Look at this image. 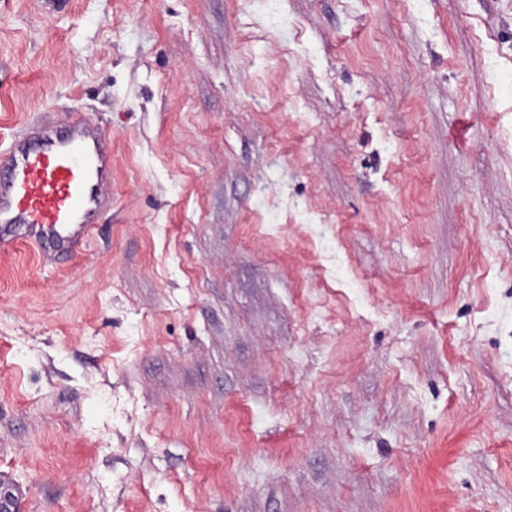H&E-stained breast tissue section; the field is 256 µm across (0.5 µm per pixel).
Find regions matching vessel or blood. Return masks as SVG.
<instances>
[{
	"label": "vessel or blood",
	"mask_w": 512,
	"mask_h": 512,
	"mask_svg": "<svg viewBox=\"0 0 512 512\" xmlns=\"http://www.w3.org/2000/svg\"><path fill=\"white\" fill-rule=\"evenodd\" d=\"M111 179L112 153L82 116L16 137L0 161V251L25 240L53 258L76 252L112 202Z\"/></svg>",
	"instance_id": "vessel-or-blood-1"
}]
</instances>
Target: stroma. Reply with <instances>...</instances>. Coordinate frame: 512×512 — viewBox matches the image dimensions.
<instances>
[{
	"label": "stroma",
	"instance_id": "stroma-1",
	"mask_svg": "<svg viewBox=\"0 0 512 512\" xmlns=\"http://www.w3.org/2000/svg\"><path fill=\"white\" fill-rule=\"evenodd\" d=\"M112 206L0 252L14 512H512V0H0V154ZM1 166V252L25 240L53 259L74 253L112 202V153L81 115L16 137Z\"/></svg>",
	"mask_w": 512,
	"mask_h": 512
}]
</instances>
